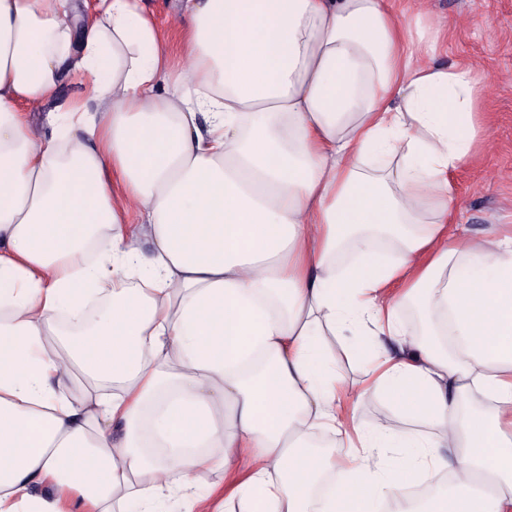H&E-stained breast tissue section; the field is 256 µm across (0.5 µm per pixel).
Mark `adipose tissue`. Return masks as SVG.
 Returning a JSON list of instances; mask_svg holds the SVG:
<instances>
[{
  "instance_id": "1",
  "label": "adipose tissue",
  "mask_w": 512,
  "mask_h": 512,
  "mask_svg": "<svg viewBox=\"0 0 512 512\" xmlns=\"http://www.w3.org/2000/svg\"><path fill=\"white\" fill-rule=\"evenodd\" d=\"M69 15L0 0V512H222L198 475L243 448L244 512H416L406 490L443 475L431 512H512V234L451 225L484 125L472 71L434 62L444 28L409 38L401 0H185L175 66L138 0H102L92 102L47 138L25 109ZM352 329L357 387L325 341ZM377 396L399 411L363 426ZM347 335L342 344L345 348L354 350L355 354H345L342 345L336 341L337 370L349 384L359 385L367 377L369 370V340L365 336Z\"/></svg>"
}]
</instances>
